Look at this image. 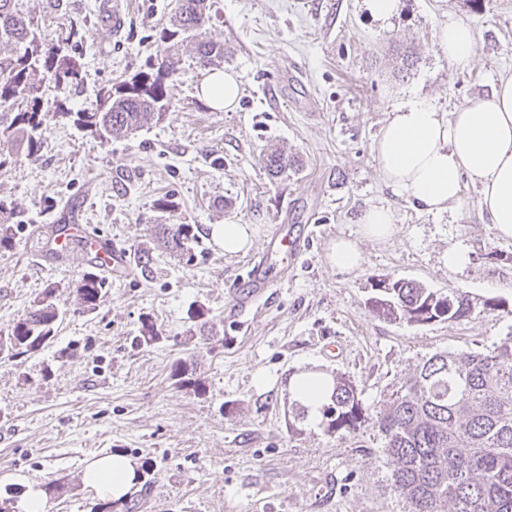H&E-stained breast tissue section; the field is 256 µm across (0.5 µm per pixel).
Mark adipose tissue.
<instances>
[{
	"mask_svg": "<svg viewBox=\"0 0 512 512\" xmlns=\"http://www.w3.org/2000/svg\"><path fill=\"white\" fill-rule=\"evenodd\" d=\"M438 48L455 64H470L476 49L473 27L463 20L449 22L440 30ZM238 92V74L226 70L205 74L198 86L199 96L220 111L234 107ZM373 151L382 181L427 212L460 202L462 180L470 178L497 237L512 239V77L452 112L423 99L399 105L375 139ZM287 391L314 423L330 401L332 377L306 367L289 378ZM134 477L133 461L121 454L99 457L83 473L86 485L115 501L127 495Z\"/></svg>",
	"mask_w": 512,
	"mask_h": 512,
	"instance_id": "adipose-tissue-1",
	"label": "adipose tissue"
}]
</instances>
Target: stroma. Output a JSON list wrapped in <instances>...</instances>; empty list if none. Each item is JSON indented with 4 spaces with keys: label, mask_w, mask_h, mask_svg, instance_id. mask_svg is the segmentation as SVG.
I'll list each match as a JSON object with an SVG mask.
<instances>
[{
    "label": "stroma",
    "mask_w": 512,
    "mask_h": 512,
    "mask_svg": "<svg viewBox=\"0 0 512 512\" xmlns=\"http://www.w3.org/2000/svg\"><path fill=\"white\" fill-rule=\"evenodd\" d=\"M113 0H18L47 41L83 32L74 51L79 85L44 88V107L95 108L100 88L164 58L160 31L176 0H123L125 25L101 11ZM207 39L223 44V69L240 78L237 105L212 110L197 95L204 75L194 49L181 47L164 114L135 135L104 142L72 122H49L38 161L0 169V199L30 219L0 249V332L8 331L47 286H57L62 318L53 344L0 360V493L17 488L14 512L40 491L48 512H94L101 501L83 481L95 458L119 453L137 465L132 493L113 512H404L387 486L383 439L308 424L284 389L311 364L349 379L369 410L390 387L434 354L492 349L512 335V240L496 237L463 183L461 204L418 209L379 178L373 143L401 102L423 98L446 112L512 76V0H402L389 23L364 0H209ZM462 19L475 30L470 66L448 61L440 26ZM413 47L400 71L394 44ZM276 148L296 164L269 175ZM169 197L172 212L155 209ZM393 209L397 233L363 239L368 207ZM69 220L128 253L149 249L152 263L112 273L101 305L84 311L74 283L91 265L83 254L39 257L28 251L30 223ZM160 224H187L185 254L154 238ZM213 224L256 228L248 252L212 244ZM298 232V257L277 266L276 288L253 302L245 326L228 313L245 286L239 278L277 225ZM356 240L364 262L341 272L327 260L336 237ZM468 262L448 269L449 246ZM405 279L434 291L493 299L460 322L415 326L374 316L378 281ZM211 336H191L195 309ZM158 337L137 343L143 324ZM192 362L200 388L178 386L172 370ZM264 374L266 384L255 382Z\"/></svg>",
    "instance_id": "stroma-1"
}]
</instances>
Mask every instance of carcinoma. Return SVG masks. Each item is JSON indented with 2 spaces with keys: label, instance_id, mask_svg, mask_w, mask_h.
Wrapping results in <instances>:
<instances>
[{
  "label": "carcinoma",
  "instance_id": "obj_1",
  "mask_svg": "<svg viewBox=\"0 0 512 512\" xmlns=\"http://www.w3.org/2000/svg\"><path fill=\"white\" fill-rule=\"evenodd\" d=\"M208 9V0H178L172 27L160 32L164 52L177 51L191 38L197 40L199 66L223 57L224 45L198 39ZM1 44L15 46V52L0 55V107H8L0 112V169L40 157L48 116L43 83L67 87L81 81L76 56L42 41L16 0H0ZM164 69L169 66L163 60L155 76L141 72L102 88L91 111L71 112L59 104L53 117L70 119L106 142L128 137L162 115ZM291 166L286 152L267 155L273 175ZM25 223L16 204L0 200V247L12 245V225ZM189 232L187 224L159 225L164 244L176 252L187 250ZM108 287L106 277L86 273L75 284L77 301L91 312ZM370 308L378 317L426 325L463 321L476 303L466 294L442 295L399 279L379 282ZM60 316L56 287L49 285L8 332H0V359L35 354L52 344ZM324 416L329 433L355 434L372 422L384 439L383 456L393 465L391 490L405 502V512H512V335L487 353L432 355L394 385L371 419L352 383L335 376Z\"/></svg>",
  "mask_w": 512,
  "mask_h": 512
}]
</instances>
